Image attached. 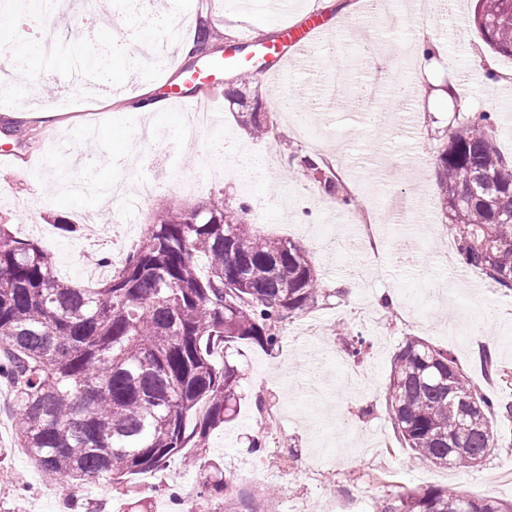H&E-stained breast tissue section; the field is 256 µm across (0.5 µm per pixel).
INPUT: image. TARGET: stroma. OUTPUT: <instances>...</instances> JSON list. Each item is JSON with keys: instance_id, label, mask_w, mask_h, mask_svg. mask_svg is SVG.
Instances as JSON below:
<instances>
[{"instance_id": "35a3bbf8", "label": "stroma", "mask_w": 512, "mask_h": 512, "mask_svg": "<svg viewBox=\"0 0 512 512\" xmlns=\"http://www.w3.org/2000/svg\"><path fill=\"white\" fill-rule=\"evenodd\" d=\"M158 10L145 23L141 45L158 46L145 56L140 47L115 49V37L106 32L76 36L69 16L58 17L47 30L57 42L55 55L39 62L28 58L34 85L20 99L30 110L18 114L15 105L0 104V150L11 151L10 162L0 164V215L9 219L20 237L37 238L56 265L72 264V282H81V269H93L91 254L128 253L145 232L158 207L194 206L222 200L237 207L247 202L262 214L259 227L273 237L299 241L309 250L321 274L325 295L317 307L293 319L274 350L244 347L242 379L236 419L210 434L209 459L219 463L225 477L258 468L266 480L260 490H242L237 500L216 495L210 512H251L257 496H277L282 512H322L325 500L343 505L344 512H377L381 501L427 488L455 490L482 498L512 502V462L503 451L490 453L481 466L468 470L414 463L409 449L397 442L385 408V389L391 363L405 337L418 336L450 351L462 369L487 393L512 401V297L505 296L481 275L454 261L455 246L445 227L436 182L427 178L433 159L462 114L434 93L453 84L471 112L485 111L495 118L497 144L512 157V58L490 53L470 19L475 0H434L428 17L432 38L442 51L430 68L404 61L405 31L385 27L379 15L355 10L340 15L349 0H289L290 21L305 25L306 12H322L328 30L306 53L288 57L287 67L275 77L262 74V58L245 44L247 33L267 29L265 0H159ZM207 24L241 46L237 69L258 73L249 92L259 95L272 130L268 139H254L236 122L224 98L211 103L214 128L196 141L182 140L184 114L163 102L159 80L181 83L182 42L193 39L199 24ZM375 46L393 72L412 68L413 83L424 84V100H411L401 109L390 92L368 99L359 92L373 73L365 63L364 45ZM113 47L112 61L101 71L86 72L87 87L74 90L76 104L68 110L56 99L73 90L71 74L78 70V50ZM489 58L503 82H488L473 69V57ZM152 85L157 107L146 121L166 137L169 152L155 165L132 156L130 145L138 132L132 119L139 113L145 85ZM291 95L294 115L309 124L315 143L301 140L293 121L274 108ZM224 138L237 149L259 159L273 147L277 165L271 175L233 172L212 180L216 163L214 143ZM78 151L83 164L79 182L102 185L115 179L127 186L126 199L105 205L95 193H66L53 187L51 167L44 157ZM326 155L345 189L372 214L382 249L372 254L364 247L347 248L342 238L353 235V208L322 193L308 178L292 171V152ZM157 177L160 188L140 207H132L142 179ZM288 187L280 199L275 187ZM402 197L405 208L395 215L390 203ZM103 211L108 224L97 241L84 232L62 234L54 225L64 217L83 225L88 212ZM395 302L383 307L382 296ZM367 347L360 357L347 352L354 335ZM489 348L504 377L487 378L478 353ZM282 406L276 429L257 423L258 401ZM260 449H252V441ZM11 480L0 484V504L12 507L18 486L29 493L25 512H129L130 496L103 485L46 484L22 448L15 444L14 415L0 406V471ZM210 477L206 466L185 468L173 457L164 472L137 476L142 499L154 512H179L168 491L190 484L202 488Z\"/></svg>"}]
</instances>
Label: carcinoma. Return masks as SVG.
I'll list each match as a JSON object with an SVG mask.
<instances>
[{"instance_id":"1","label":"carcinoma","mask_w":512,"mask_h":512,"mask_svg":"<svg viewBox=\"0 0 512 512\" xmlns=\"http://www.w3.org/2000/svg\"><path fill=\"white\" fill-rule=\"evenodd\" d=\"M512 0H479L473 24L500 18L484 42L512 57ZM109 50L83 65L108 64ZM256 139L270 128L259 103L230 100ZM294 170L329 196L355 198L320 157L295 153ZM448 236L462 263L502 294L512 293V159L496 142L488 112L464 117L435 156ZM249 208L217 200L166 208L105 279L59 278L39 243L0 219V381L15 401V436L56 483L107 478L127 489L165 470L176 455L202 460L210 432L237 416L239 345L279 346L286 322L323 296L310 252L262 234ZM204 257L206 270L198 267ZM224 345V361L213 350ZM386 405L403 447L421 462L474 468L501 447L494 419L512 403L487 396L446 349L405 337L393 358ZM380 512H512V504L442 489L383 502Z\"/></svg>"}]
</instances>
